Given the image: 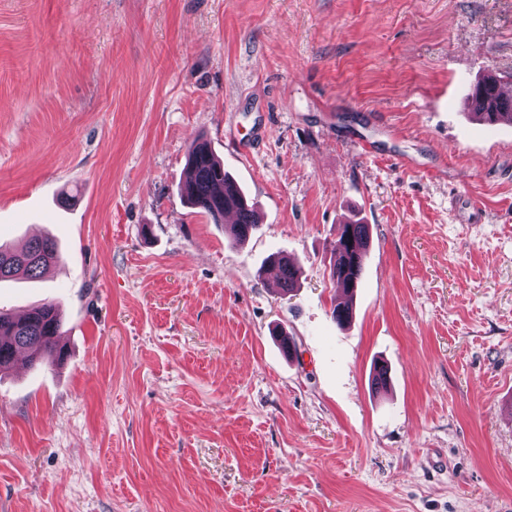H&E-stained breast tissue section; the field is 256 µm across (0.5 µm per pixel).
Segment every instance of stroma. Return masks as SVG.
Wrapping results in <instances>:
<instances>
[{
  "label": "stroma",
  "mask_w": 512,
  "mask_h": 512,
  "mask_svg": "<svg viewBox=\"0 0 512 512\" xmlns=\"http://www.w3.org/2000/svg\"><path fill=\"white\" fill-rule=\"evenodd\" d=\"M489 74L512 0H0V244L61 253L0 311L57 304L66 348L0 373V512H512V123L466 106ZM200 137L245 243L180 193ZM369 225L342 224L336 235L330 277L336 288L353 294L358 287L364 261L369 252ZM271 262L274 268L280 270L279 286L283 292L290 291L297 280L299 266L298 263L287 256H273Z\"/></svg>",
  "instance_id": "stroma-1"
}]
</instances>
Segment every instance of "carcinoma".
Here are the masks:
<instances>
[{
  "label": "carcinoma",
  "instance_id": "1",
  "mask_svg": "<svg viewBox=\"0 0 512 512\" xmlns=\"http://www.w3.org/2000/svg\"><path fill=\"white\" fill-rule=\"evenodd\" d=\"M501 83V78L490 75L479 80L470 93L472 114L486 124L503 117L512 122V97L499 94ZM181 192L190 206L216 222L224 219V212L236 211L237 222L226 229L236 242L245 241L258 229L253 205L205 141L198 140L191 147ZM368 252L369 225L354 222L339 226L330 265V277L337 288L350 294L355 291ZM59 258L57 245L49 238H35L22 250L0 245V282L13 280L20 274L37 279ZM271 262L280 270L281 290L290 291L297 280L298 263L279 255L271 257ZM60 327L58 311L52 303L36 307L21 318L0 312V371L9 369L15 354L21 350L28 352L29 362L34 364L47 357L62 359L65 350L59 344Z\"/></svg>",
  "mask_w": 512,
  "mask_h": 512
}]
</instances>
